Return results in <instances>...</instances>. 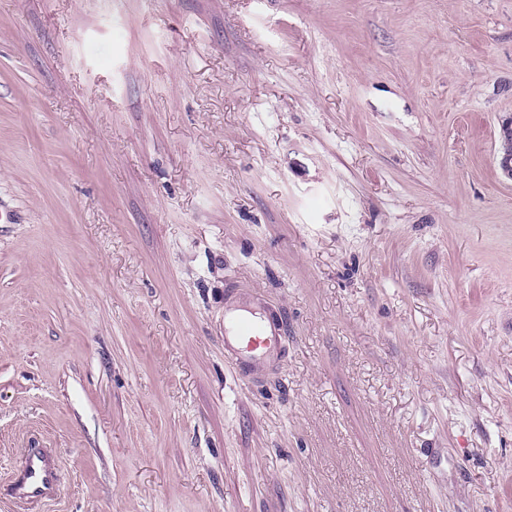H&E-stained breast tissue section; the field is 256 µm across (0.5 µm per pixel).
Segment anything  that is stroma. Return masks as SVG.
Instances as JSON below:
<instances>
[{"instance_id": "1", "label": "stroma", "mask_w": 512, "mask_h": 512, "mask_svg": "<svg viewBox=\"0 0 512 512\" xmlns=\"http://www.w3.org/2000/svg\"><path fill=\"white\" fill-rule=\"evenodd\" d=\"M509 118L512 0H0V512H512ZM508 125H510V121L505 124L507 127L500 129V153H503V155L498 152L497 162L504 176L512 180V154L504 153L505 149L512 151V127H509ZM258 309L263 313L253 311ZM284 342L282 324L259 297L229 295L224 301V352L240 371L261 376ZM61 483V469L52 448H28L9 491L18 501L37 506L55 499Z\"/></svg>"}]
</instances>
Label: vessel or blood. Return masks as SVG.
Returning a JSON list of instances; mask_svg holds the SVG:
<instances>
[{"mask_svg": "<svg viewBox=\"0 0 512 512\" xmlns=\"http://www.w3.org/2000/svg\"><path fill=\"white\" fill-rule=\"evenodd\" d=\"M284 331L272 312L264 310L260 298L228 296L224 302V351L240 371L250 377L261 376L281 351ZM62 475L52 449L31 448L9 491L13 498L29 505L55 499Z\"/></svg>", "mask_w": 512, "mask_h": 512, "instance_id": "b4317fda", "label": "vessel or blood"}]
</instances>
